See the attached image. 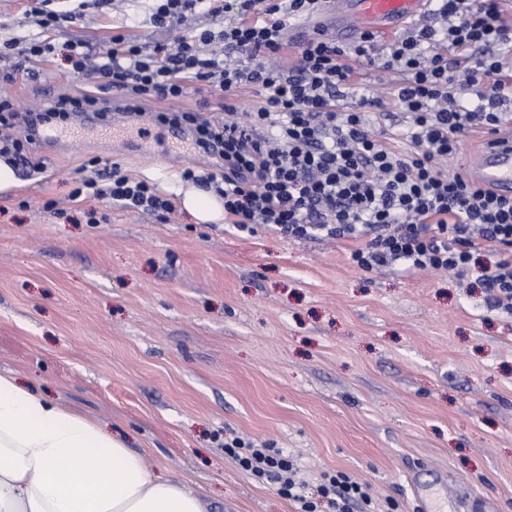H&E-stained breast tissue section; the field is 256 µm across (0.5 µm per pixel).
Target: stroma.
<instances>
[{
	"label": "stroma",
	"instance_id": "obj_1",
	"mask_svg": "<svg viewBox=\"0 0 512 512\" xmlns=\"http://www.w3.org/2000/svg\"><path fill=\"white\" fill-rule=\"evenodd\" d=\"M36 5L0 0V42L35 31ZM150 14L149 0H88L49 37L101 53L117 33L150 44L166 36ZM15 58L0 57V99L41 110L91 92L59 54L2 81ZM141 107L223 113L201 85ZM60 136L64 149L36 147L42 170L16 167L17 187L0 194V371L107 424L214 512L295 510L225 454L233 435L290 456L311 493L342 470L371 484L380 512H437L436 497L408 488L425 471L512 512V314L491 309L475 278L364 271L352 240L198 223L180 173L213 171L206 154L177 143L131 154L99 126ZM95 157L156 183L173 212L70 201ZM89 208L100 223L86 222Z\"/></svg>",
	"mask_w": 512,
	"mask_h": 512
}]
</instances>
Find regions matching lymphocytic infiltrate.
Returning <instances> with one entry per match:
<instances>
[{"label": "lymphocytic infiltrate", "instance_id": "1", "mask_svg": "<svg viewBox=\"0 0 512 512\" xmlns=\"http://www.w3.org/2000/svg\"><path fill=\"white\" fill-rule=\"evenodd\" d=\"M230 11L236 20L217 32L151 46L119 33L103 60L78 42L66 45L64 58L93 85L120 93L135 114L141 100L180 98L192 83H207L222 96L220 122L188 112L157 120L191 123L192 148L214 159L218 171L188 167L181 177L222 198L234 230L264 228L299 242L353 239L359 246L350 259L365 271L400 264L413 272L474 275L491 307L512 313V198L443 167L460 154L468 133L495 132L508 119L502 106L512 100V24L501 20L500 0H436L442 28H414L387 44L384 67L401 74L393 112L372 90L349 110L339 105L358 68L376 64L373 34L350 55L336 43L307 38L291 66L269 64L291 24L315 17L319 0H160L151 20L173 30L188 16ZM444 44L474 51L473 62L456 71L440 50ZM247 88L261 101L244 112L239 97ZM79 107L63 97L48 112L25 113L24 136L0 132V157L31 164L40 127ZM377 119L395 136L374 132ZM72 195L161 218L173 211L156 184L105 168L82 178ZM482 251L490 253L489 264L476 261ZM224 451L257 480L277 484L296 512H374L368 484L345 472L325 475L312 497L282 452L238 437L225 439Z\"/></svg>", "mask_w": 512, "mask_h": 512}]
</instances>
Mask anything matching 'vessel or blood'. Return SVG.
<instances>
[{
    "label": "vessel or blood",
    "instance_id": "obj_1",
    "mask_svg": "<svg viewBox=\"0 0 512 512\" xmlns=\"http://www.w3.org/2000/svg\"><path fill=\"white\" fill-rule=\"evenodd\" d=\"M430 9L429 0H322L316 18L300 33L340 43L369 32L388 37ZM470 173L499 195L512 197V129L487 137Z\"/></svg>",
    "mask_w": 512,
    "mask_h": 512
}]
</instances>
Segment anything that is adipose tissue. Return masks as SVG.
Returning a JSON list of instances; mask_svg holds the SVG:
<instances>
[{"label":"adipose tissue","mask_w":512,"mask_h":512,"mask_svg":"<svg viewBox=\"0 0 512 512\" xmlns=\"http://www.w3.org/2000/svg\"><path fill=\"white\" fill-rule=\"evenodd\" d=\"M0 512H209L107 425L0 374Z\"/></svg>","instance_id":"ef3b65f1"}]
</instances>
